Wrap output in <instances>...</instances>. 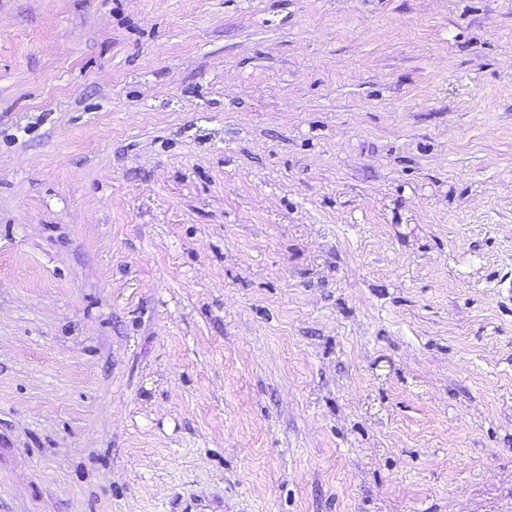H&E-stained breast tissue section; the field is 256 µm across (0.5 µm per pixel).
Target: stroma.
<instances>
[{
	"mask_svg": "<svg viewBox=\"0 0 512 512\" xmlns=\"http://www.w3.org/2000/svg\"><path fill=\"white\" fill-rule=\"evenodd\" d=\"M512 0H0V512H512Z\"/></svg>",
	"mask_w": 512,
	"mask_h": 512,
	"instance_id": "stroma-1",
	"label": "stroma"
}]
</instances>
